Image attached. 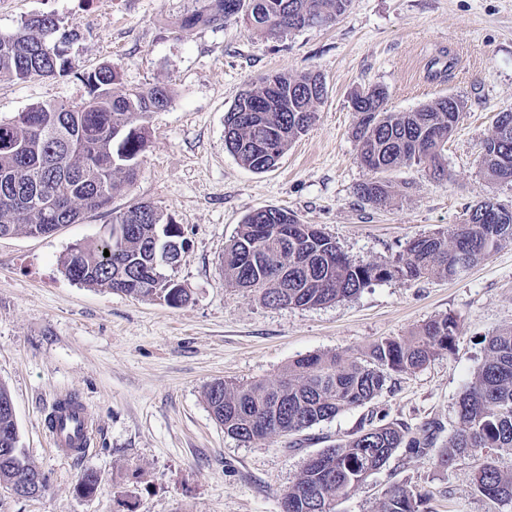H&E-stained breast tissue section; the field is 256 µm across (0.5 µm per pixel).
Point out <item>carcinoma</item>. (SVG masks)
<instances>
[{
	"label": "carcinoma",
	"instance_id": "1",
	"mask_svg": "<svg viewBox=\"0 0 512 512\" xmlns=\"http://www.w3.org/2000/svg\"><path fill=\"white\" fill-rule=\"evenodd\" d=\"M199 6L182 21L189 31L199 24L222 26L244 15L250 26L278 35L332 23L351 0H196ZM50 15L27 19L22 33L0 36V81L26 82L67 76L72 63L61 45L69 41ZM91 97L73 104H38L11 118H0V237L49 234L85 215L107 211L112 198L133 183L148 147L146 119L165 110L171 92L162 86L126 89L119 72L103 65L82 76ZM326 93L318 73L295 77L268 75L243 89L224 115L227 151L249 170L275 167L267 150L282 157L288 146L316 121L315 103ZM360 118L355 127L361 164L369 177L357 195L376 206L392 197L387 174L415 163L434 178L447 175L444 151L465 111L464 101L444 96L415 112H394L388 93L371 85L352 97ZM509 126V136L494 132L481 142V165L493 181L512 183V111L497 114L494 128ZM112 224L127 225L118 242L108 233L92 245L76 244L62 262L70 280L107 288L134 298L156 297L171 306L188 300L185 289L165 270L178 267L184 254L181 228L150 202L113 211ZM512 241V206L492 198L476 200L462 223L407 242L397 257L376 263L349 259L335 239L315 224H303L291 212L265 208L249 214L224 252V281L255 291L267 306L317 307L359 294L377 281L418 280L433 275L458 277ZM262 249L255 266L248 253ZM109 256H104V251ZM457 321L431 319L411 336L374 344L364 358L341 360L314 354L295 360L274 383L217 381L206 391L214 419L227 435L250 442L280 433L299 432L362 405L381 394L392 374L421 369L441 351L453 350ZM486 359L456 403L457 426L441 454L449 466L458 456L479 454L476 490L493 501L512 502V470L499 465L512 454V327L489 337ZM12 403L0 385V426L14 435L12 454L0 451V486L20 497L46 487L42 473L19 446ZM265 415L273 427L258 429ZM430 445L427 430L377 426L345 443L319 451L305 462L285 490L292 512H336L339 498L351 493L400 448L420 453ZM425 498L402 486L384 494L379 512H421Z\"/></svg>",
	"mask_w": 512,
	"mask_h": 512
}]
</instances>
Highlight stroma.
Wrapping results in <instances>:
<instances>
[{
    "instance_id": "35a3bbf8",
    "label": "stroma",
    "mask_w": 512,
    "mask_h": 512,
    "mask_svg": "<svg viewBox=\"0 0 512 512\" xmlns=\"http://www.w3.org/2000/svg\"><path fill=\"white\" fill-rule=\"evenodd\" d=\"M194 0H0V34L25 18L51 15L72 38V75L0 82V117L34 103H78L80 79L112 64L125 88L168 87L170 106L152 114L136 180L112 211L150 202L179 224L187 244L174 280L178 307L89 288L61 261L96 242L112 212L31 237H0V385L10 394L19 444L47 479L38 496L0 488V512H282V495L323 448L382 425H435L433 445L399 449L386 466L341 499L338 512H378L399 484L426 495L425 512H502L479 494L482 456L440 455L455 430L456 401L486 358L485 337L512 326V241L456 279L433 276L373 283L359 295L312 308L268 307L258 293L225 284L221 262L243 219L266 207L294 213L336 239L350 259L388 260L407 241L461 223L488 196L512 205V184L491 181L480 144L498 112L512 109V0H352L336 22L278 37L233 19L183 32ZM452 69L433 78L437 65ZM320 73L318 119L263 173L243 167L224 145V115L246 85L267 74ZM383 86L395 112L454 95L466 108L448 140L447 178L408 164L392 173L395 194L379 208L356 187L354 91ZM451 315L452 352L420 370L393 375L372 401L288 435L248 443L228 436L205 393L217 381H276L296 359L364 356L381 340L411 335ZM89 404L95 429L87 454L56 453L44 426L57 395ZM101 483L80 494L81 474Z\"/></svg>"
}]
</instances>
